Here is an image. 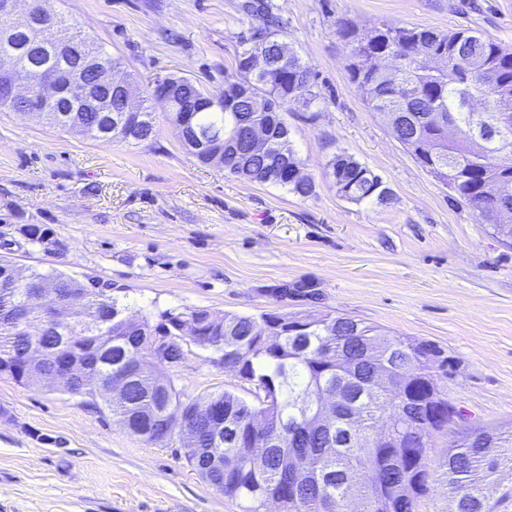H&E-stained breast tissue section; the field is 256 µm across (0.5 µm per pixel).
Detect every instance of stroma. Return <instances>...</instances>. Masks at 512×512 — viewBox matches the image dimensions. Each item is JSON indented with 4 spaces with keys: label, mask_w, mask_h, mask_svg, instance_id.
Listing matches in <instances>:
<instances>
[{
    "label": "stroma",
    "mask_w": 512,
    "mask_h": 512,
    "mask_svg": "<svg viewBox=\"0 0 512 512\" xmlns=\"http://www.w3.org/2000/svg\"><path fill=\"white\" fill-rule=\"evenodd\" d=\"M244 0H43L106 46L138 97L186 77L217 92L255 21ZM286 42L316 76L310 107L281 110L312 195L251 183L184 149L161 105L156 134L98 141L0 110V256L93 277L130 313H332L436 346L459 416L430 439L512 424V245L424 170L372 112L346 68L340 22L474 28L512 49V0H275ZM351 155L388 202L343 198L326 172ZM39 226L45 239L24 236ZM189 346L170 375L193 399L251 385ZM0 512H241L186 461L58 390L0 375Z\"/></svg>",
    "instance_id": "1"
}]
</instances>
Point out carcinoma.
Here are the masks:
<instances>
[{
    "label": "carcinoma",
    "mask_w": 512,
    "mask_h": 512,
    "mask_svg": "<svg viewBox=\"0 0 512 512\" xmlns=\"http://www.w3.org/2000/svg\"><path fill=\"white\" fill-rule=\"evenodd\" d=\"M248 14L260 24L241 42L236 72L224 76V88L216 94L187 86L178 95L189 113V134L210 140L222 138L238 122V131L257 124L266 127L275 146L263 153L247 154L224 148V171L252 183L285 186L293 194L308 197L314 183L285 184L277 177L280 151L288 148L289 132L281 104L297 101L304 107L317 98L311 68L291 53L280 68L252 72L246 54L260 49L276 54L286 47L274 28L280 20L272 0H249ZM348 39V72L362 92L368 107L378 112L402 145L423 141L435 152L417 162L463 199L494 233L512 241V218L503 220L499 210L512 211V53L472 28L440 31L407 27L383 21L379 28L359 33L341 29ZM423 38L439 64L432 66L419 55L416 39ZM21 41L0 37V69L17 65ZM385 53L389 67L375 66L368 57ZM40 63L50 69L70 70L68 57L54 51ZM214 105L198 107L199 99ZM42 107V101L12 102L0 95V108L27 112ZM123 116L122 107L100 115L81 112L83 134L100 140L130 141L114 129ZM337 191L359 203H385L390 189L369 168L344 153L329 163ZM497 180L507 184L498 197L485 192L484 184ZM53 287L60 296H84L83 313L71 322H57L33 334L18 322L21 292L26 288ZM109 286L85 284L64 273L32 270L27 281L18 282L12 261L0 258V367L19 383L23 380V357L32 343L53 348L67 345L93 373L75 389L83 403L107 409L116 421L149 444L162 445L155 435L154 416L171 417L190 412L196 401L175 385H158L163 360L154 357L149 337L177 335L185 317L204 323L207 309L178 312L166 309L140 318V328H123L127 306L108 294ZM296 313L260 316L226 315L223 323L204 324L200 334L218 342L199 347L219 354L224 369L263 389L252 404L231 391L217 392L209 399L224 410V440L215 442L216 426L195 420L194 449L186 461L200 477L240 503L242 512H264L270 502L280 512H344L348 486L358 488L360 512H418L434 474L428 463L429 448L423 446L431 433L448 425L446 412L436 419L430 399L429 376L434 367L417 366L412 390L379 389L374 378L387 363L412 364L408 352L398 348V337L378 325L351 317L306 314L310 329L303 336L292 334ZM280 328L282 338L268 344L266 326ZM126 376L128 388L105 399L97 392V377ZM337 390L336 419L329 427L318 426L314 417L322 398ZM384 429L389 439L372 443L373 434ZM512 468V433L498 429L460 431L450 441L436 476L445 482L454 512H512V487L501 496L488 498V489L499 481L504 467Z\"/></svg>",
    "instance_id": "cac0c4a2"
}]
</instances>
